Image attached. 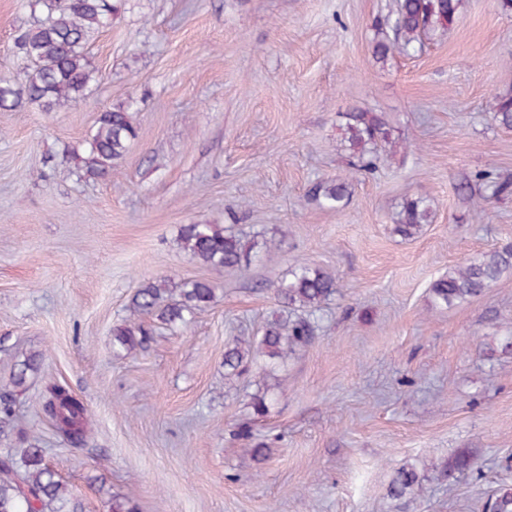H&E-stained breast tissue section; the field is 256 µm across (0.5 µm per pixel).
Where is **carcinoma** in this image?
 I'll list each match as a JSON object with an SVG mask.
<instances>
[{
    "label": "carcinoma",
    "mask_w": 512,
    "mask_h": 512,
    "mask_svg": "<svg viewBox=\"0 0 512 512\" xmlns=\"http://www.w3.org/2000/svg\"><path fill=\"white\" fill-rule=\"evenodd\" d=\"M47 13L45 20L27 29L19 37L23 53L30 62L28 71L16 76L21 87L0 82V108L17 106L21 97L45 112H56L77 105L89 86L98 78L87 56V44L112 20V0H39ZM460 8V0H395L394 18L375 23L372 52L379 61L396 53L411 55L423 46L428 34L450 26ZM492 120L512 128V94L493 96ZM346 134L356 161L352 165L364 171L376 168L379 148L389 143V130L378 116L368 112L345 114ZM131 112L113 109L98 115L86 141L83 154L75 155L84 174L93 178L112 175L114 168L136 139ZM475 179L486 183L491 193L478 204L486 211L492 201L512 194V180H502L489 171H480ZM352 192L350 178L338 177L317 184L312 194L322 206L337 209ZM431 221V209L420 198H406L392 217L394 231L405 237L418 235ZM182 248L202 265L220 270H247L256 242L243 240L224 230L221 224H186L181 229ZM512 271V245L482 252L448 273L431 286L432 300L439 307H452L481 295L501 275ZM284 307L315 316L322 304L338 293L336 277L329 272L295 262L276 287ZM214 298L213 285L196 280L171 288L161 280L142 284L134 293L129 316L112 330V345L131 352L141 348L149 332L141 317L156 314L169 327L187 322V315L207 306ZM313 334L307 319L268 321L261 335L249 340L236 339L224 350V375L228 380L241 377L260 360L275 362L297 347L306 345ZM37 368V360L27 357L11 379V388L0 393V423L10 419L13 403L27 391V373ZM41 410L54 425L57 434L69 445L82 447L91 432V416L82 400L67 388L48 384L41 396ZM474 458L460 450L450 456L442 472L450 479L473 471ZM424 476L415 468L400 467L391 481L389 494L401 499L422 489ZM484 509L488 512H512V481L502 480L491 490ZM0 512H78L72 492L50 468L40 448H23L0 457Z\"/></svg>",
    "instance_id": "carcinoma-1"
}]
</instances>
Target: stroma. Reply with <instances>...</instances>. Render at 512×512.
Instances as JSON below:
<instances>
[{
	"label": "stroma",
	"mask_w": 512,
	"mask_h": 512,
	"mask_svg": "<svg viewBox=\"0 0 512 512\" xmlns=\"http://www.w3.org/2000/svg\"><path fill=\"white\" fill-rule=\"evenodd\" d=\"M392 5L117 0L79 106L0 110V388L38 363L0 456L39 445L83 512L112 498L136 512H478L512 456V354L487 355L512 336V274L451 308L430 287L512 242V197L486 215L471 200L487 192L476 172L512 178V130L487 110L512 93V15L461 0L421 51L380 63L373 26ZM43 17L36 0H0V80L26 67L16 38ZM118 107L138 136L111 178L88 177L72 153ZM353 111L383 116L406 152L350 172ZM345 174L340 208L311 197ZM407 197L432 209L412 239L390 221ZM186 224L254 242L249 271L198 263L178 241ZM297 261L340 287L312 342L226 381L225 344L287 316L275 289ZM164 279L208 280L215 298L178 330L145 318V350L113 347L136 288ZM53 381L90 410L83 447L40 410ZM462 448L476 469L447 483L439 469ZM406 464L423 489L391 498Z\"/></svg>",
	"instance_id": "1"
}]
</instances>
